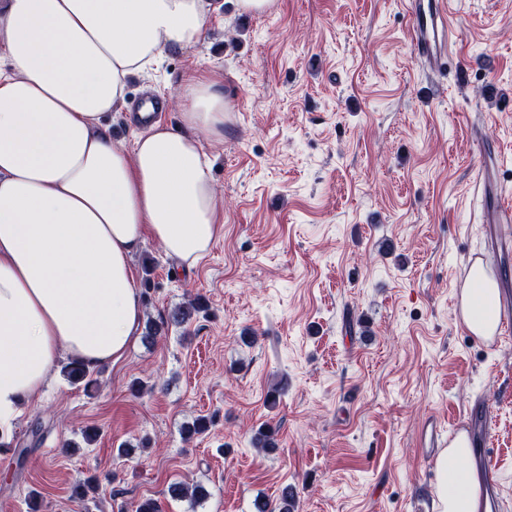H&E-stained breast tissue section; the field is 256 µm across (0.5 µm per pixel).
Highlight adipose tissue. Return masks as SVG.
<instances>
[{"label": "adipose tissue", "instance_id": "obj_1", "mask_svg": "<svg viewBox=\"0 0 512 512\" xmlns=\"http://www.w3.org/2000/svg\"><path fill=\"white\" fill-rule=\"evenodd\" d=\"M214 0H7L0 9V424L36 397L60 360L116 363L143 312L132 258L146 238L195 267L223 230L202 139L224 134V83L182 89L180 130L156 124L133 145L109 113L129 79L197 45ZM473 336L498 327L477 266L459 293ZM458 433L436 463L438 512H481Z\"/></svg>", "mask_w": 512, "mask_h": 512}]
</instances>
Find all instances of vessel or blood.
I'll list each match as a JSON object with an SVG mask.
<instances>
[{
  "mask_svg": "<svg viewBox=\"0 0 512 512\" xmlns=\"http://www.w3.org/2000/svg\"><path fill=\"white\" fill-rule=\"evenodd\" d=\"M406 10L410 19L412 48L423 67L436 75L446 74L455 64L454 46L458 29L447 0H407ZM167 109L164 98L149 96L136 106L135 118L139 124L148 125ZM495 154L484 153L473 177L474 188L483 201L481 221L490 233L495 252L512 249V200L507 199L496 177ZM464 418L472 437L478 441L475 459L488 476L494 495H501L503 486L496 481L499 472L495 453L490 448L495 423L488 405L469 408ZM443 433L437 420L427 419L418 431L417 447L423 458L433 460L442 446Z\"/></svg>",
  "mask_w": 512,
  "mask_h": 512,
  "instance_id": "vessel-or-blood-1",
  "label": "vessel or blood"
}]
</instances>
